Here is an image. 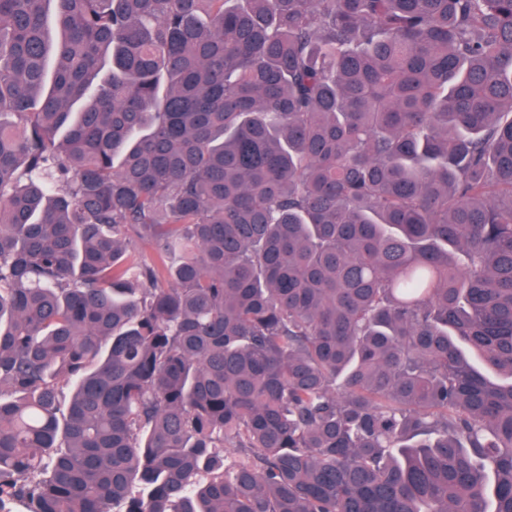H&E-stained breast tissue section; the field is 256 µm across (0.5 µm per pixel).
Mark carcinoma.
Segmentation results:
<instances>
[{"label":"carcinoma","instance_id":"1","mask_svg":"<svg viewBox=\"0 0 512 512\" xmlns=\"http://www.w3.org/2000/svg\"><path fill=\"white\" fill-rule=\"evenodd\" d=\"M512 512V0H0V512Z\"/></svg>","mask_w":512,"mask_h":512}]
</instances>
